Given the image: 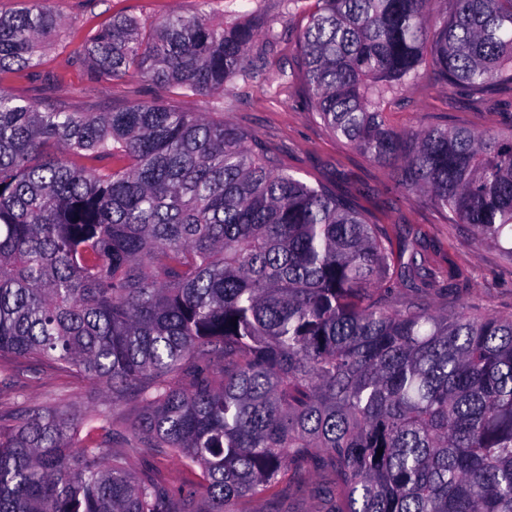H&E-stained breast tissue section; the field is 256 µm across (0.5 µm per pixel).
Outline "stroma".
Returning <instances> with one entry per match:
<instances>
[{"label":"stroma","mask_w":512,"mask_h":512,"mask_svg":"<svg viewBox=\"0 0 512 512\" xmlns=\"http://www.w3.org/2000/svg\"><path fill=\"white\" fill-rule=\"evenodd\" d=\"M44 5L57 19L58 34L43 45L23 75L5 79V86L18 98L43 111L62 102L75 112H108L121 104L161 102L186 112L222 116L226 124L243 129L252 139L286 151L289 169L304 181H322L351 194L360 211L382 225L394 246L416 239L427 269L441 283L436 305L464 306L478 314H512L511 257L478 244L469 226L448 223L425 201L406 196L383 168L336 138L309 111L299 90L277 83L279 72L296 65L303 19L314 10L315 0H45ZM200 11L228 24L256 21L261 31L272 32L276 38L274 50L266 54L261 42H253L246 62L251 65L263 58L261 71L233 79L224 94L172 96L136 75L104 84L91 79L87 64L69 58L74 47L113 16L159 21ZM386 118L398 130L444 119L472 129L508 127L512 125V93L482 101L465 89H432L423 81L392 103ZM107 399L100 388L73 372L25 358L0 357L2 424H10L28 406L90 411ZM120 453L132 467L153 468L176 488L202 479L200 468H182L143 448L126 446ZM324 478L323 472H307L291 482L281 497L265 498L264 512H281L285 507L317 512L319 502L311 488Z\"/></svg>","instance_id":"35a3bbf8"}]
</instances>
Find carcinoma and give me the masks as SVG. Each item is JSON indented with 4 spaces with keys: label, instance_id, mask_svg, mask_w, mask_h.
Returning a JSON list of instances; mask_svg holds the SVG:
<instances>
[{
    "label": "carcinoma",
    "instance_id": "obj_1",
    "mask_svg": "<svg viewBox=\"0 0 512 512\" xmlns=\"http://www.w3.org/2000/svg\"><path fill=\"white\" fill-rule=\"evenodd\" d=\"M316 2L281 78L407 196L512 256V128L386 119L426 76L512 89V0ZM55 30L41 0L0 14V81ZM258 36L118 16L73 58L208 95ZM247 140L169 105L41 112L0 87V354L136 402L138 447L202 471L176 492L126 466L110 411L32 406L0 426V512H247L310 467L329 473L321 512H512V315L434 306L416 243L394 252L353 197ZM395 281L407 299L381 293Z\"/></svg>",
    "mask_w": 512,
    "mask_h": 512
}]
</instances>
